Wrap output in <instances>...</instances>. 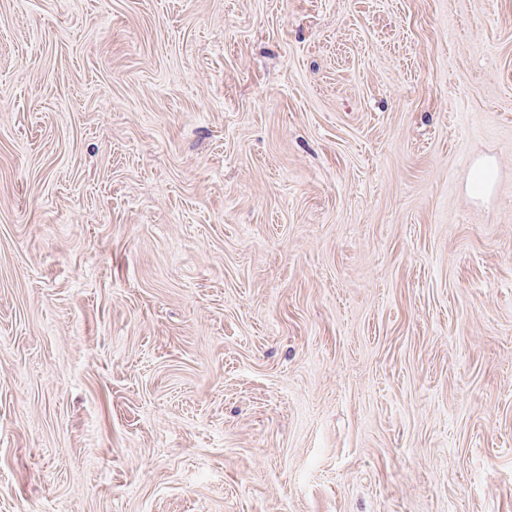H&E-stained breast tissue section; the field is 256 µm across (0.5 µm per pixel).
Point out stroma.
I'll list each match as a JSON object with an SVG mask.
<instances>
[{"label":"stroma","mask_w":512,"mask_h":512,"mask_svg":"<svg viewBox=\"0 0 512 512\" xmlns=\"http://www.w3.org/2000/svg\"><path fill=\"white\" fill-rule=\"evenodd\" d=\"M0 512H512V0H0Z\"/></svg>","instance_id":"obj_1"}]
</instances>
